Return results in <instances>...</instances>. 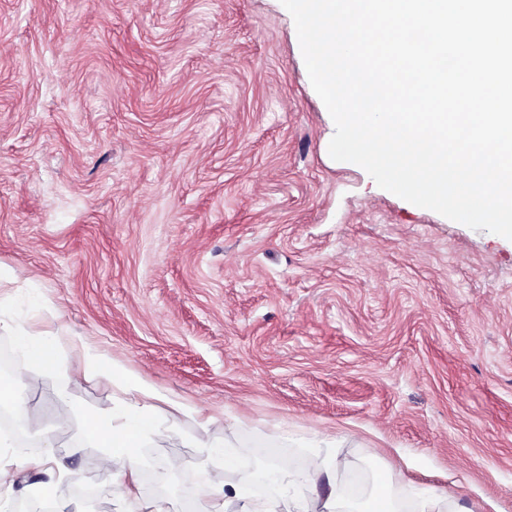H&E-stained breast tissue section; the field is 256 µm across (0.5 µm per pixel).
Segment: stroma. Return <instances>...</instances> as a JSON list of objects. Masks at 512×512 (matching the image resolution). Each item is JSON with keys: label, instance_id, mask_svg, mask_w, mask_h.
Here are the masks:
<instances>
[{"label": "stroma", "instance_id": "stroma-1", "mask_svg": "<svg viewBox=\"0 0 512 512\" xmlns=\"http://www.w3.org/2000/svg\"><path fill=\"white\" fill-rule=\"evenodd\" d=\"M334 132L280 0H0V306L60 365L0 374L42 409L0 504L205 512L207 447L237 455L229 495L327 431L355 503L512 512V240L333 160ZM86 351L116 373L70 382ZM130 376L162 397L134 499L91 422ZM48 451L67 481L26 468Z\"/></svg>", "mask_w": 512, "mask_h": 512}]
</instances>
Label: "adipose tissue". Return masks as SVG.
Listing matches in <instances>:
<instances>
[{
	"mask_svg": "<svg viewBox=\"0 0 512 512\" xmlns=\"http://www.w3.org/2000/svg\"><path fill=\"white\" fill-rule=\"evenodd\" d=\"M124 399L118 414L97 418L96 428L107 447L113 453L102 459L100 467L104 472L119 476L124 495L134 496L137 490L139 473L133 459V450L142 439L148 438L156 430L158 392L152 387L137 383H126L122 388ZM330 436H323L322 444L311 449L301 471L288 470L270 474L269 470L248 473L235 487L232 498L215 502L213 512H230L234 501H242L245 512H264V505L254 496L260 485L273 482L277 486H304L309 496L292 498L288 501L290 512H354V504L340 494L320 496V487H331L337 475L352 466L348 457L331 451Z\"/></svg>",
	"mask_w": 512,
	"mask_h": 512,
	"instance_id": "1",
	"label": "adipose tissue"
}]
</instances>
